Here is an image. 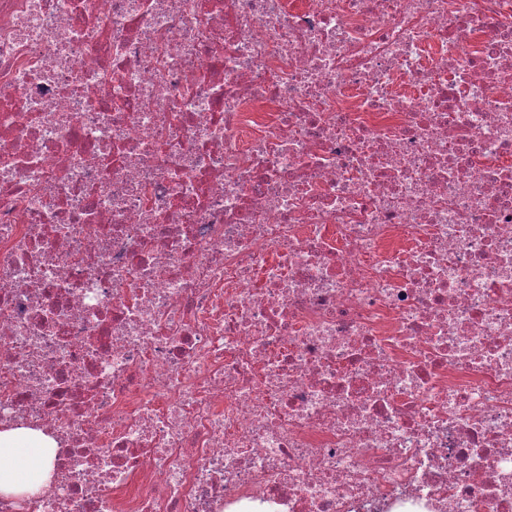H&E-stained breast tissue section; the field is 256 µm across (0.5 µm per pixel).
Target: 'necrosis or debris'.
Listing matches in <instances>:
<instances>
[{
  "label": "necrosis or debris",
  "mask_w": 512,
  "mask_h": 512,
  "mask_svg": "<svg viewBox=\"0 0 512 512\" xmlns=\"http://www.w3.org/2000/svg\"><path fill=\"white\" fill-rule=\"evenodd\" d=\"M0 512H512V0H0ZM54 442L40 431H0V494L25 496L41 489L54 467Z\"/></svg>",
  "instance_id": "4bbe7bcc"
}]
</instances>
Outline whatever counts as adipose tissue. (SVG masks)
I'll return each mask as SVG.
<instances>
[{
  "instance_id": "adipose-tissue-1",
  "label": "adipose tissue",
  "mask_w": 512,
  "mask_h": 512,
  "mask_svg": "<svg viewBox=\"0 0 512 512\" xmlns=\"http://www.w3.org/2000/svg\"><path fill=\"white\" fill-rule=\"evenodd\" d=\"M54 443L41 432L0 431V494L25 496L41 489L54 467Z\"/></svg>"
}]
</instances>
